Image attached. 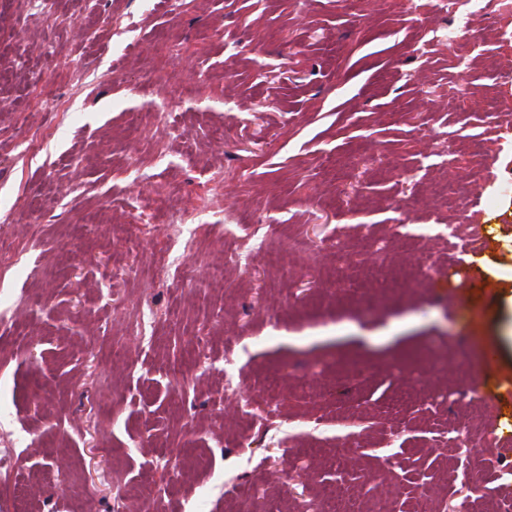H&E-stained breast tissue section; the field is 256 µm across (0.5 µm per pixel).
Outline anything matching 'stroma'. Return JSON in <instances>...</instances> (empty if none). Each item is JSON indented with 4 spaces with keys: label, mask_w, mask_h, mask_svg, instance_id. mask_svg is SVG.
I'll return each mask as SVG.
<instances>
[{
    "label": "stroma",
    "mask_w": 512,
    "mask_h": 512,
    "mask_svg": "<svg viewBox=\"0 0 512 512\" xmlns=\"http://www.w3.org/2000/svg\"><path fill=\"white\" fill-rule=\"evenodd\" d=\"M456 19L434 0H49L39 21L0 0L16 512H113L127 486L134 512L157 493L169 512H327L324 482L400 512L402 487L440 503L475 466L512 471L484 445L512 432V19L471 17L467 66L448 59ZM479 141L486 178L449 210L435 186ZM147 197L239 231H202L183 280L158 266L171 225L137 222ZM137 302L156 316L143 338ZM292 465L310 476L293 495Z\"/></svg>",
    "instance_id": "1"
}]
</instances>
